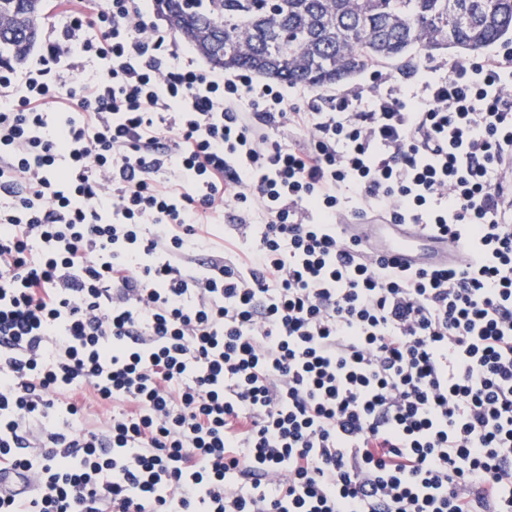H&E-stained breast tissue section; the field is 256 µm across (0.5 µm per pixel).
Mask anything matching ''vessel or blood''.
I'll return each instance as SVG.
<instances>
[{
    "label": "vessel or blood",
    "mask_w": 512,
    "mask_h": 512,
    "mask_svg": "<svg viewBox=\"0 0 512 512\" xmlns=\"http://www.w3.org/2000/svg\"><path fill=\"white\" fill-rule=\"evenodd\" d=\"M343 230L346 241L367 244L408 269L457 265L464 258L460 244L427 232L419 224H389L378 221L347 224Z\"/></svg>",
    "instance_id": "vessel-or-blood-1"
}]
</instances>
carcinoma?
<instances>
[{
  "label": "carcinoma",
  "mask_w": 512,
  "mask_h": 512,
  "mask_svg": "<svg viewBox=\"0 0 512 512\" xmlns=\"http://www.w3.org/2000/svg\"><path fill=\"white\" fill-rule=\"evenodd\" d=\"M171 29L214 67L310 89L368 66L400 68L416 55H463L512 33V0H154ZM47 0H0V62L28 59Z\"/></svg>",
  "instance_id": "cac0c4a2"
}]
</instances>
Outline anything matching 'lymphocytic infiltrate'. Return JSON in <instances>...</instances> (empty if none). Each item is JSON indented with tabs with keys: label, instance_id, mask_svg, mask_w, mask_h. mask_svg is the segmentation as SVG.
<instances>
[{
	"label": "lymphocytic infiltrate",
	"instance_id": "obj_1",
	"mask_svg": "<svg viewBox=\"0 0 512 512\" xmlns=\"http://www.w3.org/2000/svg\"><path fill=\"white\" fill-rule=\"evenodd\" d=\"M64 15L112 63L81 120L47 59L0 64V512H512V58L312 112L134 0ZM352 197L467 260L345 243ZM231 204L240 253L191 269ZM77 386L105 426L35 437Z\"/></svg>",
	"mask_w": 512,
	"mask_h": 512
}]
</instances>
